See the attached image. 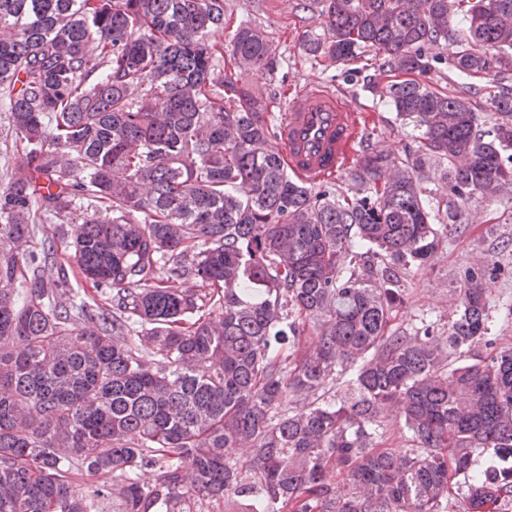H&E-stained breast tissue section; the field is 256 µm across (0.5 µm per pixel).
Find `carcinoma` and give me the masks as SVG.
<instances>
[{
	"label": "carcinoma",
	"instance_id": "cac0c4a2",
	"mask_svg": "<svg viewBox=\"0 0 512 512\" xmlns=\"http://www.w3.org/2000/svg\"><path fill=\"white\" fill-rule=\"evenodd\" d=\"M315 2L304 53L382 55L370 91L416 142L342 188L276 149L251 81L275 49L247 20L210 42L224 0H0V512H95L76 477L102 472L121 512H512V347L463 360L487 261L448 332L394 324L448 225L512 193V0ZM7 116V112H0V187L7 184L11 171L19 161L14 139L11 132H8Z\"/></svg>",
	"mask_w": 512,
	"mask_h": 512
}]
</instances>
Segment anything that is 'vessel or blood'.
<instances>
[{
	"label": "vessel or blood",
	"mask_w": 512,
	"mask_h": 512,
	"mask_svg": "<svg viewBox=\"0 0 512 512\" xmlns=\"http://www.w3.org/2000/svg\"><path fill=\"white\" fill-rule=\"evenodd\" d=\"M362 115L322 88L297 94L277 126L276 143L295 176L316 184L352 166Z\"/></svg>",
	"instance_id": "vessel-or-blood-1"
}]
</instances>
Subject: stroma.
<instances>
[{
    "mask_svg": "<svg viewBox=\"0 0 512 512\" xmlns=\"http://www.w3.org/2000/svg\"><path fill=\"white\" fill-rule=\"evenodd\" d=\"M301 0H226L235 17L260 25L268 34L279 62L273 78L261 86L272 100L274 119H281L290 97L315 84L353 103L373 124L374 129L363 140L365 148L403 151L412 139L401 129L394 112L382 107L367 90L373 67L355 61L351 67H324L305 56L299 43L305 33L321 32L319 19L305 18ZM498 263L497 277L488 279L490 307L496 319L491 334L496 347H512V323L499 315L512 304V198L473 205L469 221L449 228L448 246L429 266L412 277L398 322L404 328L416 325L420 318L435 320L446 326L457 304L461 276L476 258Z\"/></svg>",
    "mask_w": 512,
    "mask_h": 512,
    "instance_id": "1",
    "label": "stroma"
}]
</instances>
